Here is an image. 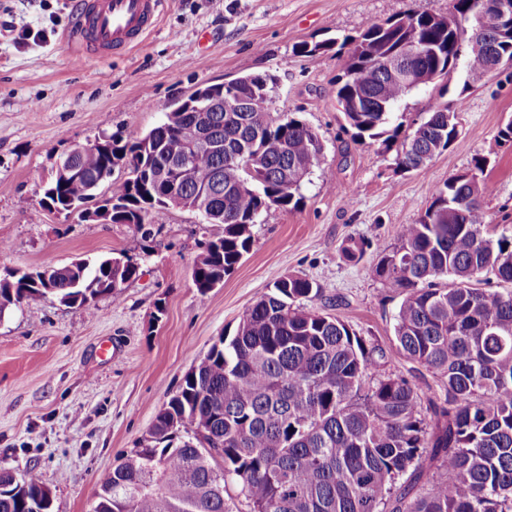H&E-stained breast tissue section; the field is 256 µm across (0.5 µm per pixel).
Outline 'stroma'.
I'll return each instance as SVG.
<instances>
[{"instance_id": "1", "label": "stroma", "mask_w": 512, "mask_h": 512, "mask_svg": "<svg viewBox=\"0 0 512 512\" xmlns=\"http://www.w3.org/2000/svg\"><path fill=\"white\" fill-rule=\"evenodd\" d=\"M450 7L451 0H163L140 46L83 58L67 38L76 0H0V275L119 254L139 267L120 298L100 297L92 311L31 298L0 319V468L48 486L52 512H89L100 478L148 432L184 375L289 273L318 283L329 313L384 351L383 371L438 391L432 370L399 356L402 295L368 266L424 214L435 187L484 154V220L492 235H512V144L493 145L512 121V66L474 80L459 67L442 91L410 95L396 121L411 123L438 99L459 102L461 132L425 170L400 172L393 152L362 142L336 108L345 51L302 56L296 48L356 34L372 20L416 10L444 16ZM250 73L276 76L275 111L314 127L324 152L298 205L263 213L249 252L206 299L196 295L192 267L223 225L172 207L147 236L132 224L37 210L39 186L66 150L102 135L136 139L200 85ZM352 239L368 244L361 260L342 254Z\"/></svg>"}]
</instances>
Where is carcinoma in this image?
Returning <instances> with one entry per match:
<instances>
[{"label": "carcinoma", "instance_id": "1", "mask_svg": "<svg viewBox=\"0 0 512 512\" xmlns=\"http://www.w3.org/2000/svg\"><path fill=\"white\" fill-rule=\"evenodd\" d=\"M472 0H452L446 17L423 10L372 20L356 36L302 43V56L349 46L336 103L357 135L373 144L404 100L427 86L393 79L371 55L388 56L416 36L426 56L409 64L443 79L459 61L475 79L490 55L486 36L466 31ZM495 52L512 61V24ZM275 76L236 78L244 112H197L193 97L166 120L123 141L105 135L110 154H71L77 183L51 174L38 207L82 215L86 203L114 224L142 227L168 209V198L224 225L194 262L204 299L251 246V227L273 207L292 203L321 159L318 132L293 113L272 115ZM461 104H436L404 131L394 164L419 170L458 136ZM205 125L218 152L183 161ZM512 142V121L495 147L474 160L483 169L495 148ZM127 172L103 179L110 168ZM469 200L467 213L448 200ZM138 272L126 255L0 279V319L32 297L92 311L120 297ZM372 278L401 289L394 334L401 357L434 372L440 392L379 373L375 354L343 320L317 306L323 289L287 274L248 308L235 334L216 341L189 371L136 448L100 480L90 512H229L226 486L250 512H512V235L486 231L478 177H451L418 222L380 250ZM483 273L496 288H478ZM49 488L13 483L0 469V512H51Z\"/></svg>", "mask_w": 512, "mask_h": 512}]
</instances>
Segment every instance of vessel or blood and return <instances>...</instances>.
Wrapping results in <instances>:
<instances>
[{
    "label": "vessel or blood",
    "mask_w": 512,
    "mask_h": 512,
    "mask_svg": "<svg viewBox=\"0 0 512 512\" xmlns=\"http://www.w3.org/2000/svg\"><path fill=\"white\" fill-rule=\"evenodd\" d=\"M161 0H78L70 37L85 54L138 46L155 26Z\"/></svg>",
    "instance_id": "vessel-or-blood-1"
}]
</instances>
